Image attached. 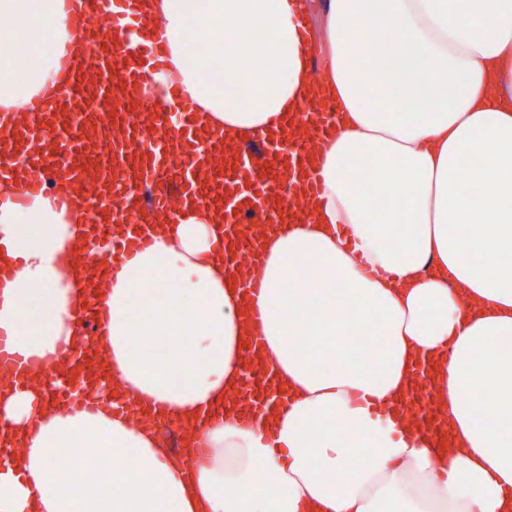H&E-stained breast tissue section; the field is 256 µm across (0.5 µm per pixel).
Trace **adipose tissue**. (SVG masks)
<instances>
[{"instance_id":"1","label":"adipose tissue","mask_w":512,"mask_h":512,"mask_svg":"<svg viewBox=\"0 0 512 512\" xmlns=\"http://www.w3.org/2000/svg\"><path fill=\"white\" fill-rule=\"evenodd\" d=\"M85 0H0V123L45 90L68 92ZM201 120L235 139L280 126L310 94L290 0H140ZM324 82L338 113L316 218L266 243L257 327L286 395L270 430L233 412L207 428L193 478L153 433L108 409L63 412L34 389L0 392L24 451L0 465V512H512V0H325ZM207 32L195 54L188 32ZM390 92L386 107L377 95ZM428 101L424 111L415 101ZM84 228L40 192L0 189V331L45 359L83 340L71 251ZM224 229L186 207L122 257L101 294L112 373L171 419L240 385V290ZM371 336L350 351L342 337ZM465 446L436 455L396 407L418 360ZM75 449L73 480L56 451Z\"/></svg>"}]
</instances>
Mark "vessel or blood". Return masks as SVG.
<instances>
[{
    "label": "vessel or blood",
    "mask_w": 512,
    "mask_h": 512,
    "mask_svg": "<svg viewBox=\"0 0 512 512\" xmlns=\"http://www.w3.org/2000/svg\"><path fill=\"white\" fill-rule=\"evenodd\" d=\"M105 19L110 29L93 33L82 66L69 76L68 96L59 102L46 96L44 109L25 113L8 145L0 144V186L37 191L52 180L60 207L80 196L86 242H105L115 260L150 247L160 224L178 223L184 203L206 208L224 225L227 273L239 278L245 296L256 297L260 279L250 270L260 264L266 234L313 218L321 187L314 151L336 128L332 105L311 98L302 116L282 129L239 143L197 122L179 86L169 85L161 97L148 95L153 70L166 62L164 43L149 34L150 21H128L116 0H94L92 11L76 12L68 22L72 31L84 32ZM174 112L183 117L180 125L170 120ZM244 341V382L232 401L242 412L240 424L249 427L267 415L280 391L259 334ZM105 356L93 333L80 352L52 360L12 353L0 334V369L9 372L12 385H29L38 376L56 404L79 409L105 401L150 427L151 417L115 399ZM435 366L431 359L420 364L409 392L418 407L412 423L449 448L448 419L436 411L430 390ZM215 419L202 415L194 447L179 458L185 472L209 453L204 430Z\"/></svg>",
    "instance_id": "obj_1"
}]
</instances>
